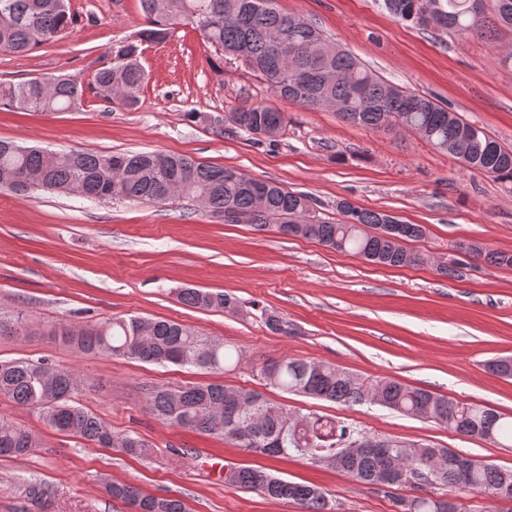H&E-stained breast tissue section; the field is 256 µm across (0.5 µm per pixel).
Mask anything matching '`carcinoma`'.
Instances as JSON below:
<instances>
[{
  "mask_svg": "<svg viewBox=\"0 0 512 512\" xmlns=\"http://www.w3.org/2000/svg\"><path fill=\"white\" fill-rule=\"evenodd\" d=\"M263 0H141L144 23L131 38L110 48L112 65L95 77L106 95L133 108L145 82L140 63L144 46L161 43L181 25L199 27L217 50L232 55L246 47L241 60L273 93L308 108H332L349 124L378 129L400 120L404 128L449 153L465 167L503 182H512V149L483 129L464 121L437 101L408 91L377 75L345 50L327 48V36L313 23L283 14ZM481 20L473 0H384L401 21L434 25L459 36L489 38L498 26L512 28V0H490ZM73 17L66 0H0V51L22 55L53 42L71 29ZM288 30L292 52L288 60L272 55L269 34ZM84 90L76 78L43 77L0 83V109L10 112H60L81 104ZM243 119L230 132L259 138L284 135L283 113L267 105L237 109ZM230 169L191 158L157 152L103 154L88 151L46 152L0 140V189L19 195L35 190L78 196L87 200L129 199L161 203L175 195L201 200L214 214L231 209L242 223L263 231L312 239L337 252H351L383 266L420 265L425 256L405 243L425 235L421 224H397L388 235L383 225L397 216L367 210L347 199L336 201L340 218L319 215L312 199L279 183L227 178ZM474 260L512 267V254L477 244L461 247ZM183 303L205 309L236 312L239 299L228 292L184 288ZM54 334L85 353L137 359L154 364L191 365L224 373L241 349L224 345L173 320L147 317L114 318L90 328L62 324ZM20 317L0 319V336H26ZM489 371L512 377V357L487 363ZM265 384L285 392L335 401L349 407L378 404L420 417L458 434L497 442L512 440V421L491 408L457 402L444 395L413 388L389 378H361L333 365L283 357L264 363ZM74 372L46 360L20 359L0 363V397L33 409L53 430L98 445L115 444L128 455L144 457L152 448L138 437H117L75 399ZM147 408L156 418L183 429L214 435L245 453L272 457L308 456L369 485L399 488L414 482L429 488L468 490L500 499L512 498V467L478 462L451 448L362 435L350 425L317 416L299 417L260 392H243L222 383L180 389L156 388ZM41 447L32 431L0 418V456L20 458ZM234 487L258 490L273 500L292 502L300 512H332L314 485L288 481L261 467L240 466L228 479ZM108 492L130 512H188L176 498L147 495L132 485L111 482ZM399 512H464L450 496L400 497Z\"/></svg>",
  "mask_w": 512,
  "mask_h": 512,
  "instance_id": "1",
  "label": "carcinoma"
}]
</instances>
